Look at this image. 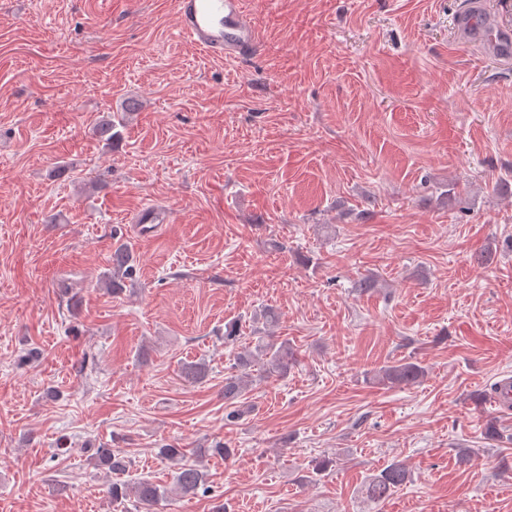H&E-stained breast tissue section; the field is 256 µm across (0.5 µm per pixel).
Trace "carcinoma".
I'll return each mask as SVG.
<instances>
[{"label": "carcinoma", "mask_w": 512, "mask_h": 512, "mask_svg": "<svg viewBox=\"0 0 512 512\" xmlns=\"http://www.w3.org/2000/svg\"><path fill=\"white\" fill-rule=\"evenodd\" d=\"M117 124L112 120V113H107L99 121L95 132L103 140L113 142L119 132L115 131ZM136 258L128 246L119 243L112 248L111 269L103 274L106 289L113 295L123 291L126 279L135 273ZM295 361L294 351L288 340L276 342L263 336L258 337L254 349H245L236 356L235 373L224 378V404L229 408L225 419L234 422L240 418L237 409L238 400L247 386V378L251 377V368L258 367L256 376L260 380L283 377ZM425 376V367L418 362L399 361L385 365L377 372V379L383 384L412 385ZM159 456L173 463L177 471L175 490H170L145 477L131 483L113 482L108 490L112 501H122L131 497L136 503L151 510L161 502L168 500L172 492L183 497H192L199 492H208L205 488L206 474L199 466L187 461L185 449L162 447ZM98 465L104 467L110 474L123 473L129 468V461L119 450L98 448L95 452ZM409 470L400 461H393L378 473L372 475L364 487L366 498L379 504L388 499L393 493L409 480Z\"/></svg>", "instance_id": "cac0c4a2"}]
</instances>
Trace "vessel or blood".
Wrapping results in <instances>:
<instances>
[{
    "label": "vessel or blood",
    "mask_w": 512,
    "mask_h": 512,
    "mask_svg": "<svg viewBox=\"0 0 512 512\" xmlns=\"http://www.w3.org/2000/svg\"><path fill=\"white\" fill-rule=\"evenodd\" d=\"M180 33L216 57L240 58L259 45L244 0H174ZM481 37L493 59L512 58V27L492 21Z\"/></svg>",
    "instance_id": "obj_1"
}]
</instances>
